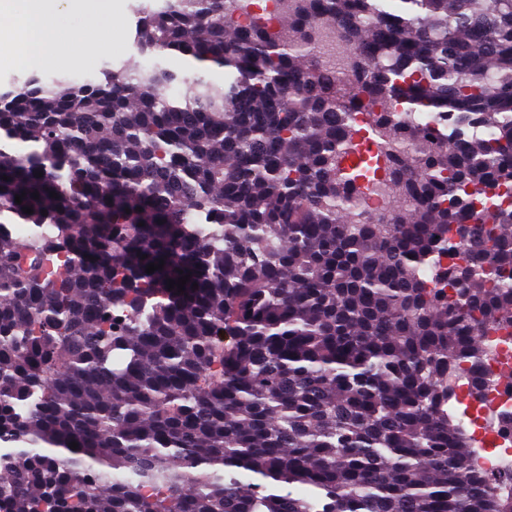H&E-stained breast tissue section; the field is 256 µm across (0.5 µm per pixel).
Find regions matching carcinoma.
Here are the masks:
<instances>
[{"instance_id": "obj_1", "label": "carcinoma", "mask_w": 512, "mask_h": 512, "mask_svg": "<svg viewBox=\"0 0 512 512\" xmlns=\"http://www.w3.org/2000/svg\"><path fill=\"white\" fill-rule=\"evenodd\" d=\"M161 2L149 65L0 97V512H512L448 410L512 328V0ZM168 66L171 70L177 72L181 78L186 77L188 79L187 83L175 84L172 88V91L175 92H189L192 87V80L197 74L216 83L224 82L225 78L224 69L198 70L192 67L186 60L175 56L168 59Z\"/></svg>"}]
</instances>
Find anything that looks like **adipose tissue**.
<instances>
[{
	"label": "adipose tissue",
	"instance_id": "1",
	"mask_svg": "<svg viewBox=\"0 0 512 512\" xmlns=\"http://www.w3.org/2000/svg\"><path fill=\"white\" fill-rule=\"evenodd\" d=\"M67 11L78 15L91 34L77 48L63 20ZM4 14L11 23L0 27V44L31 50L33 62L43 68L73 57L89 62L112 46V0H0V15Z\"/></svg>",
	"mask_w": 512,
	"mask_h": 512
}]
</instances>
